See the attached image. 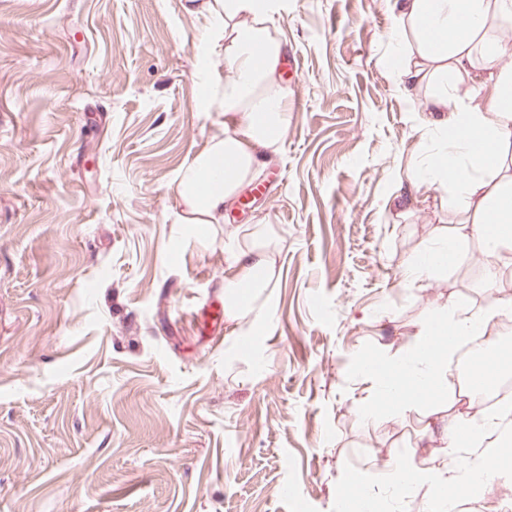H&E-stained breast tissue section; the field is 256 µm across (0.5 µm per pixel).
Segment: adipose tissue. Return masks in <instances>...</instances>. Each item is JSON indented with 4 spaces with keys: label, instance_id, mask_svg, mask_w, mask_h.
Returning a JSON list of instances; mask_svg holds the SVG:
<instances>
[{
    "label": "adipose tissue",
    "instance_id": "1",
    "mask_svg": "<svg viewBox=\"0 0 512 512\" xmlns=\"http://www.w3.org/2000/svg\"><path fill=\"white\" fill-rule=\"evenodd\" d=\"M279 6L280 0H206L208 42L223 50L227 69L207 109L223 113L224 132L178 174L184 223L216 222L280 151L290 101L281 80L288 47L273 23ZM392 10L398 35L388 65L406 94L425 91L424 128L434 135L431 152L408 169L394 203L411 206L424 183L434 181L448 185L456 213L408 258L405 275L429 279L475 239L489 260L484 285L495 287L512 253V0H392ZM224 255L234 270L224 282V319L251 323L255 302L275 285L270 226L248 225L243 237L225 245ZM507 312L512 314V300L494 295L477 306L438 305L414 331L419 358L389 364L376 359L364 369L373 395L362 421L383 409L399 417L417 411L423 436L439 447L484 446L511 459L512 440H503L497 417L476 419L460 411L447 422L437 406L448 392L449 355L460 342L496 335ZM500 477L481 460L453 472L398 462L376 471L378 484L398 498L428 485L435 512H448L449 488L465 491Z\"/></svg>",
    "mask_w": 512,
    "mask_h": 512
}]
</instances>
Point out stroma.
Returning a JSON list of instances; mask_svg holds the SVG:
<instances>
[{
    "label": "stroma",
    "mask_w": 512,
    "mask_h": 512,
    "mask_svg": "<svg viewBox=\"0 0 512 512\" xmlns=\"http://www.w3.org/2000/svg\"><path fill=\"white\" fill-rule=\"evenodd\" d=\"M195 0H0V512H336L382 462L444 464L415 415L363 422L360 356L407 354L444 301L485 302L469 241L427 283L407 257L448 188L388 208L421 160L422 98L386 60L390 0H284L291 112L254 207L183 224L176 178L224 129ZM271 225L253 328L203 318L228 237ZM458 512H512V484Z\"/></svg>",
    "instance_id": "obj_1"
}]
</instances>
